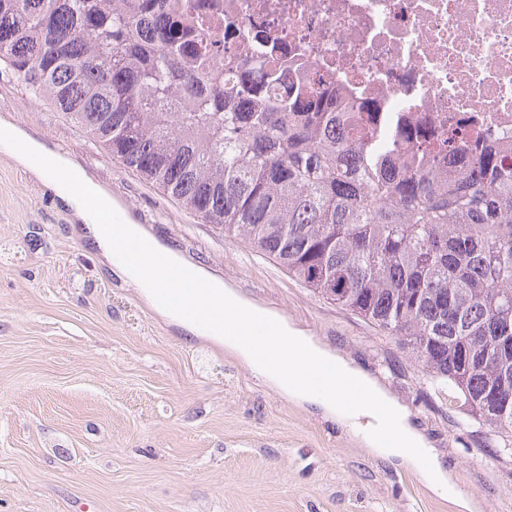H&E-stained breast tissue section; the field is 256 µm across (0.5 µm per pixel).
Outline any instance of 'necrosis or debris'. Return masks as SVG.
Masks as SVG:
<instances>
[{
	"mask_svg": "<svg viewBox=\"0 0 512 512\" xmlns=\"http://www.w3.org/2000/svg\"><path fill=\"white\" fill-rule=\"evenodd\" d=\"M189 15L218 56L248 55L259 31L279 59L282 85L296 71L342 88L346 112L394 139L419 131L441 169L461 163L448 137L512 138V0H190ZM375 111H361L365 101Z\"/></svg>",
	"mask_w": 512,
	"mask_h": 512,
	"instance_id": "obj_1",
	"label": "necrosis or debris"
}]
</instances>
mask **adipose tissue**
<instances>
[{
	"instance_id": "1",
	"label": "adipose tissue",
	"mask_w": 512,
	"mask_h": 512,
	"mask_svg": "<svg viewBox=\"0 0 512 512\" xmlns=\"http://www.w3.org/2000/svg\"><path fill=\"white\" fill-rule=\"evenodd\" d=\"M0 148L38 179L51 183L58 202L79 221L91 246L141 296L151 301L157 288H175L181 304L165 308L164 314L185 333L209 334L280 394L316 405L338 421L352 423L370 417L362 436L367 448L409 462L434 492L443 496L454 493L447 473L409 422L406 409L366 372L204 271L196 273L199 287L178 286L175 271L184 261L176 252H169L164 266L122 253L120 240L110 236L105 220L115 208L111 196L80 171L67 167L59 155L26 139L14 126H0Z\"/></svg>"
}]
</instances>
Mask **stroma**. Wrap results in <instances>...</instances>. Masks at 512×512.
I'll list each match as a JSON object with an SVG mask.
<instances>
[{"label": "stroma", "mask_w": 512, "mask_h": 512, "mask_svg": "<svg viewBox=\"0 0 512 512\" xmlns=\"http://www.w3.org/2000/svg\"><path fill=\"white\" fill-rule=\"evenodd\" d=\"M0 123L109 193L147 234L362 368L457 494L187 338L88 247L53 189L0 153V512H512L499 438L397 340L146 185L0 76Z\"/></svg>", "instance_id": "obj_1"}]
</instances>
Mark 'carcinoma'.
<instances>
[{
	"mask_svg": "<svg viewBox=\"0 0 512 512\" xmlns=\"http://www.w3.org/2000/svg\"><path fill=\"white\" fill-rule=\"evenodd\" d=\"M182 0H0V73L306 287L398 339L512 458V147L438 170L336 111L275 96L261 52L213 61Z\"/></svg>",
	"mask_w": 512,
	"mask_h": 512,
	"instance_id": "cac0c4a2",
	"label": "carcinoma"
}]
</instances>
